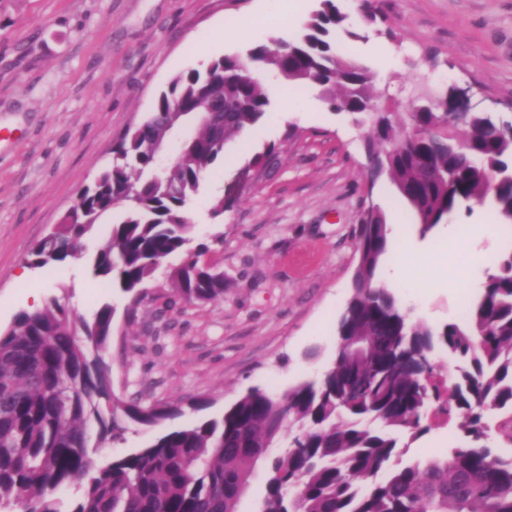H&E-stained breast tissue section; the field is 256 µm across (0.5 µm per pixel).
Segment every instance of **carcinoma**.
<instances>
[{"instance_id": "1", "label": "carcinoma", "mask_w": 512, "mask_h": 512, "mask_svg": "<svg viewBox=\"0 0 512 512\" xmlns=\"http://www.w3.org/2000/svg\"><path fill=\"white\" fill-rule=\"evenodd\" d=\"M347 16L336 0L302 32L224 56L205 71L179 74L150 115L123 135L112 163L81 190V207L34 245L32 265L82 257L84 240L112 214L94 254L95 275L124 293L163 272L165 307L224 299V271L206 259L209 244L185 249L193 225L185 207L224 157L225 146L267 112L257 75L322 87L338 112H372L368 176H383L412 211L424 237L462 206L491 205L508 238L494 273L467 302L465 320L434 328L410 320L377 279L388 252L381 208L355 230L352 294L336 322V357L319 379L283 394L249 390L220 417L171 429L148 446L97 467L92 454L123 437L126 422L174 421L188 406L115 393L104 361L115 308L76 320L67 305L18 311L0 330V506L59 512L54 493L83 485L73 512H239L258 462L267 465L261 512H512V122L491 112H450L448 94L413 98L409 110L379 112L372 74L340 52ZM220 110L203 123L197 113ZM174 161L160 167L150 145L182 128ZM175 255L178 264L169 263ZM441 350L458 361L451 389L424 374L419 359ZM443 416L463 433L441 456L397 467L400 435L419 437ZM99 426L90 445L88 423ZM281 438L288 449L268 456Z\"/></svg>"}]
</instances>
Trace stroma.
Wrapping results in <instances>:
<instances>
[{
    "instance_id": "1",
    "label": "stroma",
    "mask_w": 512,
    "mask_h": 512,
    "mask_svg": "<svg viewBox=\"0 0 512 512\" xmlns=\"http://www.w3.org/2000/svg\"><path fill=\"white\" fill-rule=\"evenodd\" d=\"M346 14L347 56L366 65L386 106L406 105L413 89H469L488 111L512 114V0H337ZM320 0H0V327L28 308L59 298L93 320L115 308L104 359L114 388L168 402L204 397L184 422L222 416L250 389L276 393L318 379L336 351V321L357 265L353 231L368 205L399 223L404 245L431 259L405 284L393 285L410 317L433 326L459 319L504 248L484 235L448 241L446 226L420 236L409 208L387 179L366 176L363 130L329 108L321 87L278 83L265 116L224 151L187 204L195 238L222 237L211 258L224 271V298L182 304L158 315L164 278L148 284L136 320L131 295L94 276L88 256L107 239L103 217L87 254L34 267L33 245L59 224L77 193L113 159L125 132L151 112L171 79L255 45L289 39ZM273 150L272 166L254 163ZM224 210L214 213L215 201ZM129 423L123 440L94 453L104 465L172 429ZM455 424L403 435V462L446 453Z\"/></svg>"
}]
</instances>
